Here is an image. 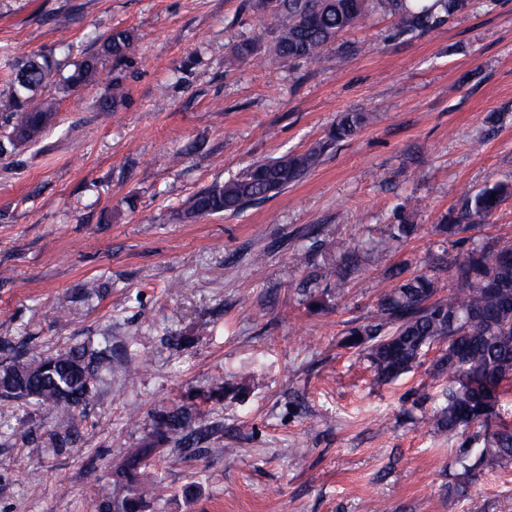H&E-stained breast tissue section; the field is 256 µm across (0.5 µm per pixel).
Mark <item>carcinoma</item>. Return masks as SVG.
I'll return each instance as SVG.
<instances>
[{
	"label": "carcinoma",
	"instance_id": "obj_1",
	"mask_svg": "<svg viewBox=\"0 0 512 512\" xmlns=\"http://www.w3.org/2000/svg\"><path fill=\"white\" fill-rule=\"evenodd\" d=\"M472 0H252V8L278 20L270 31L268 51L280 64L320 57L345 31L360 28L376 11L389 13L400 33L425 31L469 9ZM134 30L116 27L97 51L76 61L60 77L53 60L31 55L11 65L0 79V108L14 116L12 148L39 144L58 115L56 97L42 94L48 83L62 78L71 90L88 89L104 78L121 85ZM261 52L254 40L234 48L235 56L251 61ZM112 61V70L104 65ZM369 112H344L328 134L330 142L355 136L370 123ZM325 145L287 153L258 162L237 177L216 182L197 192L183 214L201 217L233 214L269 200L299 181L322 162ZM512 195V182L497 181L465 198L461 210L442 216L439 232L454 236L482 224ZM415 224H392L378 245L386 254L392 241L406 239ZM458 284L449 290L435 276H406L397 269L394 288L377 301L375 314L363 325L348 329V346L365 354L377 379L390 381L421 364L426 348L445 346L432 365L436 377H447L443 400L424 421L438 433L464 437L455 459L458 481L448 488V505L455 504L485 471L512 466V421L501 416V400L512 384V246L486 250L475 246L455 264ZM108 347L84 346L44 354L34 347L18 349L0 344V399L24 401L57 412L65 430L49 434L54 452L74 447L83 411L91 399L93 382L111 370ZM207 427L200 413L186 405L161 404L153 411L152 439L147 446L124 456L103 482L97 512H144L151 500L167 492L163 478L144 483L140 470L146 462L172 445L181 452L201 451Z\"/></svg>",
	"mask_w": 512,
	"mask_h": 512
}]
</instances>
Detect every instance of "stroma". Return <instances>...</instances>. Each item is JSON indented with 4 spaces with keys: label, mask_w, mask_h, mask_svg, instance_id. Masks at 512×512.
<instances>
[{
    "label": "stroma",
    "mask_w": 512,
    "mask_h": 512,
    "mask_svg": "<svg viewBox=\"0 0 512 512\" xmlns=\"http://www.w3.org/2000/svg\"><path fill=\"white\" fill-rule=\"evenodd\" d=\"M274 24L249 0H0V74L62 41L78 60L114 27L138 36L120 87L47 85L60 107L40 144L9 146L0 112V340L112 348L66 453L31 440L63 430L54 412L0 401V512H95L162 403L193 405L212 433L205 451L145 469L169 487L147 512H512V467L448 504L462 439L418 407L448 385L428 371L441 346L381 384L346 345L393 287L388 267L452 287L473 242L512 243V197L477 229L435 230L466 193L512 179V0H474L413 35L375 13L289 66L236 59ZM112 94L124 106L101 111ZM342 112L375 119L288 189L178 219L212 183L325 141ZM404 219L420 231L385 259L368 252ZM340 241L366 251L339 297L322 273L343 267ZM218 377L231 391L207 398Z\"/></svg>",
    "instance_id": "obj_1"
}]
</instances>
